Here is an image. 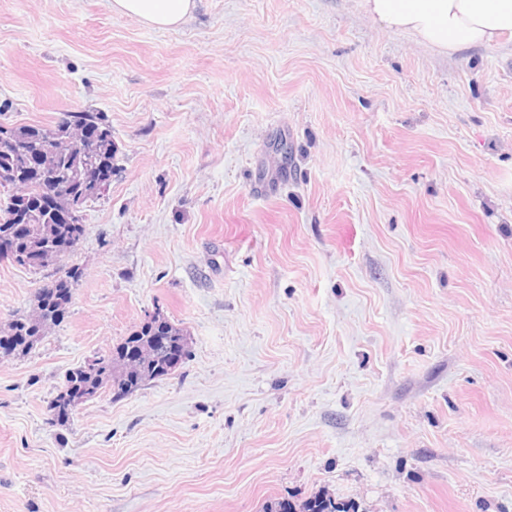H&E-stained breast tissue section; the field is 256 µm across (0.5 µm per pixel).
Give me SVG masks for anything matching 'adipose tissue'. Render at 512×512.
I'll return each mask as SVG.
<instances>
[{"mask_svg": "<svg viewBox=\"0 0 512 512\" xmlns=\"http://www.w3.org/2000/svg\"><path fill=\"white\" fill-rule=\"evenodd\" d=\"M363 12L387 29L442 54L491 47L512 32V0H360ZM194 0H112L114 12L155 29L178 27Z\"/></svg>", "mask_w": 512, "mask_h": 512, "instance_id": "obj_1", "label": "adipose tissue"}]
</instances>
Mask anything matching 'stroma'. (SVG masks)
<instances>
[{
	"mask_svg": "<svg viewBox=\"0 0 512 512\" xmlns=\"http://www.w3.org/2000/svg\"><path fill=\"white\" fill-rule=\"evenodd\" d=\"M100 112L112 184L59 267L0 262V512H512V37L444 55L356 0H0V123ZM170 375L66 424L69 369L154 313ZM195 0H113L112 10L133 16L155 29H174L189 15ZM71 297L67 279L58 278L52 285L41 288L36 299L37 310L32 315L16 316L6 327L0 325L1 355L30 349L44 335L47 326L58 322L61 315L58 309L64 308ZM14 346L16 349L11 352ZM263 512H358L352 510L351 507H344L336 503V501L324 497L318 496L312 499L304 501L299 508L288 501V504H284L283 500L270 501L263 507Z\"/></svg>",
	"mask_w": 512,
	"mask_h": 512,
	"instance_id": "1",
	"label": "stroma"
}]
</instances>
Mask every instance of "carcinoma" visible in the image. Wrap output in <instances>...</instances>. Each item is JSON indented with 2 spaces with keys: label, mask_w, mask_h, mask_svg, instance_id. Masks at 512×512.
<instances>
[{
  "label": "carcinoma",
  "mask_w": 512,
  "mask_h": 512,
  "mask_svg": "<svg viewBox=\"0 0 512 512\" xmlns=\"http://www.w3.org/2000/svg\"><path fill=\"white\" fill-rule=\"evenodd\" d=\"M72 125L100 126L102 121L96 112H72L58 122L53 128L35 126L0 125V133L9 135L16 145L7 151H0V183L21 181L28 186L30 197L44 192H52L65 204L75 193L78 185L61 180L44 178L36 168L26 166L25 159L31 143L40 139L45 133H54L58 141L53 160L67 171L79 169L81 179L90 177L92 161L105 166H112L116 157V146L112 142L110 129H105L103 136L85 147L68 140L69 127ZM82 225L62 224L48 213H37L31 223L16 230L12 222L0 223V235L14 236V253L8 258L12 265L40 269L58 264L69 253L81 237ZM70 282L59 278L50 286L42 288L37 296V310L31 315L15 317L7 326H0V353L9 354L12 350L26 351L44 335L45 329L58 322L59 309L71 300ZM179 343L183 354H188L189 337L184 328L172 323L163 314L156 312L145 320L136 330L127 336L112 350L97 356L96 367L89 368L80 364L70 369L65 384L52 403L56 419L65 421L84 401L91 400L107 391L117 399L133 394L141 385L126 381L127 358L136 349L146 352L141 362V369L147 380H154L170 375L179 361L169 356V345ZM263 512H354L336 501L318 496L296 506L285 504L281 500L270 501L263 507Z\"/></svg>",
  "instance_id": "obj_1"
}]
</instances>
